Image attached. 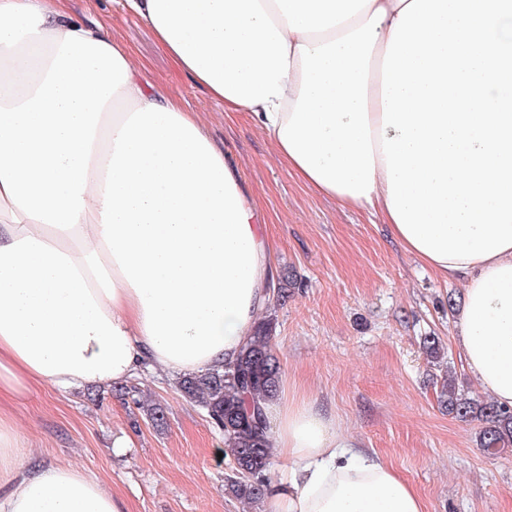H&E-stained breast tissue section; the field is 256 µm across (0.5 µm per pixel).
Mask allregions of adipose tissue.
I'll list each match as a JSON object with an SVG mask.
<instances>
[{
    "mask_svg": "<svg viewBox=\"0 0 512 512\" xmlns=\"http://www.w3.org/2000/svg\"><path fill=\"white\" fill-rule=\"evenodd\" d=\"M174 63L340 206L460 278L463 359L512 407V0H126ZM267 217L203 113L68 0H0V394L231 363L268 307ZM272 512H426L305 400L271 401ZM0 512H127L29 463Z\"/></svg>",
    "mask_w": 512,
    "mask_h": 512,
    "instance_id": "adipose-tissue-1",
    "label": "adipose tissue"
}]
</instances>
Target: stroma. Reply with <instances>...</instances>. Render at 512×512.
<instances>
[{"label": "stroma", "mask_w": 512, "mask_h": 512, "mask_svg": "<svg viewBox=\"0 0 512 512\" xmlns=\"http://www.w3.org/2000/svg\"><path fill=\"white\" fill-rule=\"evenodd\" d=\"M75 19L113 27L151 74L192 110L207 113L213 139L239 166L264 209L276 271L292 273L285 304H272L281 360L278 396L314 402L340 430L379 454L411 483L426 512H512V451L485 454L477 423L441 410L444 375L471 397L485 392L462 359L457 313L462 281L439 277L408 254L380 217L340 208L276 162L244 112H221L206 90L176 67L146 23L122 0H72ZM440 337V365L424 337ZM177 375L142 366L125 398L101 387L51 385L0 399L29 459L70 465L120 496L127 512H267L224 492L230 457L224 434L201 406L186 401ZM165 410L154 425L142 403ZM128 439L118 450V439Z\"/></svg>", "instance_id": "1"}]
</instances>
